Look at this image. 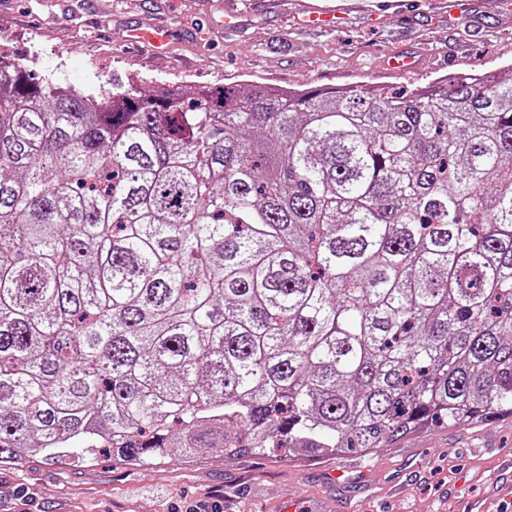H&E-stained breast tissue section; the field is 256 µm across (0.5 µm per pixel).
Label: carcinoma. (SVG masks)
Segmentation results:
<instances>
[{
  "mask_svg": "<svg viewBox=\"0 0 512 512\" xmlns=\"http://www.w3.org/2000/svg\"><path fill=\"white\" fill-rule=\"evenodd\" d=\"M512 417V64L396 92L0 58V464L370 456Z\"/></svg>",
  "mask_w": 512,
  "mask_h": 512,
  "instance_id": "obj_1",
  "label": "carcinoma"
}]
</instances>
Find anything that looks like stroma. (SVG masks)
<instances>
[{
  "label": "stroma",
  "mask_w": 512,
  "mask_h": 512,
  "mask_svg": "<svg viewBox=\"0 0 512 512\" xmlns=\"http://www.w3.org/2000/svg\"><path fill=\"white\" fill-rule=\"evenodd\" d=\"M338 11L314 22L316 6ZM166 31L152 51L133 31ZM0 53L113 91L252 82L389 85L512 62V0H0ZM408 70H397L399 62ZM512 417L433 426L363 458L203 456L0 466V512H512Z\"/></svg>",
  "instance_id": "stroma-1"
}]
</instances>
